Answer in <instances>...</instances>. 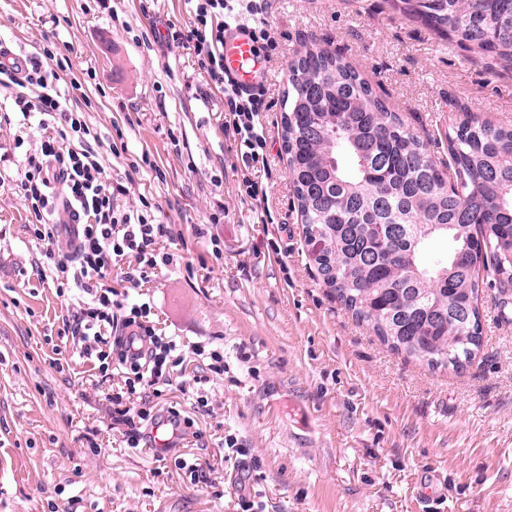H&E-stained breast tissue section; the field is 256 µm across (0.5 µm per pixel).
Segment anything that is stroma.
<instances>
[{
	"mask_svg": "<svg viewBox=\"0 0 512 512\" xmlns=\"http://www.w3.org/2000/svg\"><path fill=\"white\" fill-rule=\"evenodd\" d=\"M278 46L261 121L266 201L242 197L245 169L224 133V96L189 50L158 39L190 18L189 0H0V44L30 56L52 35L82 81L108 176L129 178L167 225L172 261L131 299L184 343L223 347L225 372L192 397L198 359L175 367L156 413L190 428L172 448L126 444L112 418L120 376L80 359L73 309L52 283L19 183L37 118L0 125V512H512V322L497 286L479 293L484 345L462 371L429 370L383 345L321 282L304 242L281 149L288 65L305 41L339 51L445 160V133L471 111L512 123V69L436 38L387 0H264ZM125 151L113 155V140ZM223 209L221 223L210 213ZM222 259H215L212 240ZM245 456L224 459L225 438ZM204 474L191 482L183 463Z\"/></svg>",
	"mask_w": 512,
	"mask_h": 512,
	"instance_id": "35a3bbf8",
	"label": "stroma"
}]
</instances>
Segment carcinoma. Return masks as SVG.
I'll list each match as a JSON object with an SVG mask.
<instances>
[{
  "label": "carcinoma",
  "mask_w": 512,
  "mask_h": 512,
  "mask_svg": "<svg viewBox=\"0 0 512 512\" xmlns=\"http://www.w3.org/2000/svg\"><path fill=\"white\" fill-rule=\"evenodd\" d=\"M437 38L512 66V0H394ZM281 139L324 285L390 350L464 369L482 349L484 279L512 286V125L448 126V160L335 50L288 67ZM434 241L447 251L428 255Z\"/></svg>",
  "instance_id": "1"
}]
</instances>
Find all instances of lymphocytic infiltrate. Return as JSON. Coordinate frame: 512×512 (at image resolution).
<instances>
[{"mask_svg": "<svg viewBox=\"0 0 512 512\" xmlns=\"http://www.w3.org/2000/svg\"><path fill=\"white\" fill-rule=\"evenodd\" d=\"M231 9L228 0H194L190 21L170 25L164 40L193 51L199 68L223 91L227 128L242 162L257 171L267 165L260 114L270 103L265 86L243 91L224 77V30ZM71 68L69 56L48 39L33 57L0 63V91L9 93L15 112L26 120L39 116L42 126L53 129L25 153L20 195L37 240L67 241V249L52 257V281L58 297L78 301L71 330L82 343L81 357L96 363L102 376L118 373L123 378L112 395L113 414L131 426L149 424L156 420L152 398L169 384L172 368L183 364L186 354L206 361L209 371L220 375L224 350L201 343L188 347L159 332L150 319V303L128 302L109 284L115 269L131 287L149 282L169 261L158 248L169 230L155 223L149 202L117 208V197L128 189L108 177L91 146L97 133L84 113L91 99L83 97L74 105L57 88L61 73Z\"/></svg>", "mask_w": 512, "mask_h": 512, "instance_id": "1", "label": "lymphocytic infiltrate"}]
</instances>
